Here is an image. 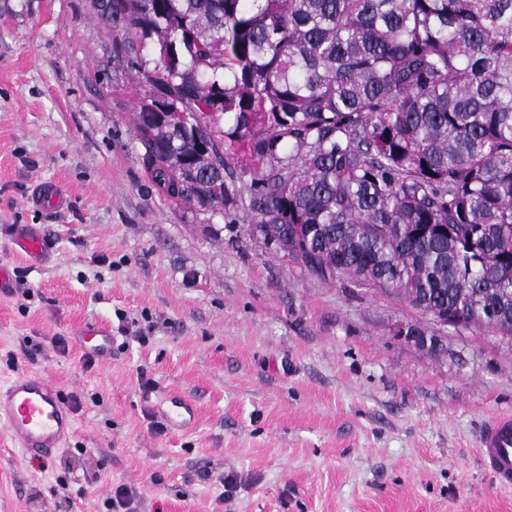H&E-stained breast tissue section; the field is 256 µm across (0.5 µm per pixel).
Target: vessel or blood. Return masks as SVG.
<instances>
[{
    "instance_id": "vessel-or-blood-1",
    "label": "vessel or blood",
    "mask_w": 512,
    "mask_h": 512,
    "mask_svg": "<svg viewBox=\"0 0 512 512\" xmlns=\"http://www.w3.org/2000/svg\"><path fill=\"white\" fill-rule=\"evenodd\" d=\"M31 202L38 208L60 210L66 206L67 197L60 186L47 184L34 190ZM14 245L30 256H41L48 250L45 235L31 229L17 235ZM79 340L100 361L110 360L113 338L106 328L83 327ZM165 401L167 407L161 416L169 429L186 430L194 425L196 408L190 399L171 393ZM0 424L25 452L38 455L56 452L74 430L73 415L60 402L56 388L37 374L20 375L0 388ZM479 444L483 467L499 486L512 487V414L499 413L485 422Z\"/></svg>"
}]
</instances>
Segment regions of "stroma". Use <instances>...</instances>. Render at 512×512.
<instances>
[{"instance_id": "35a3bbf8", "label": "stroma", "mask_w": 512, "mask_h": 512, "mask_svg": "<svg viewBox=\"0 0 512 512\" xmlns=\"http://www.w3.org/2000/svg\"><path fill=\"white\" fill-rule=\"evenodd\" d=\"M124 38L91 0H0V387L35 372L79 400L46 458L0 426V512H106L123 483L146 512H512L477 453L512 412V341L319 279L242 210L169 199L142 163ZM40 182L68 210L27 205ZM29 227L46 258L13 250ZM85 323L111 329L109 363L88 361ZM402 324L437 347L397 339ZM163 389L194 401L192 430L159 429Z\"/></svg>"}]
</instances>
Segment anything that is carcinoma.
<instances>
[{"label":"carcinoma","mask_w":512,"mask_h":512,"mask_svg":"<svg viewBox=\"0 0 512 512\" xmlns=\"http://www.w3.org/2000/svg\"><path fill=\"white\" fill-rule=\"evenodd\" d=\"M153 180L322 279L512 332V0H93ZM224 118V129L217 120Z\"/></svg>","instance_id":"cac0c4a2"}]
</instances>
